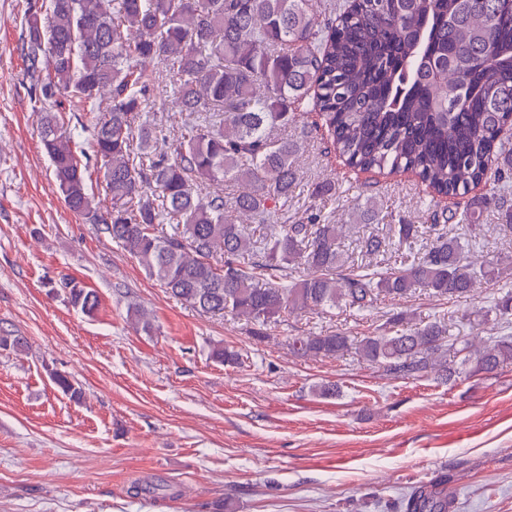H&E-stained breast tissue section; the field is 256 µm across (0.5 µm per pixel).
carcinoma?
Segmentation results:
<instances>
[{
  "label": "carcinoma",
  "instance_id": "cac0c4a2",
  "mask_svg": "<svg viewBox=\"0 0 512 512\" xmlns=\"http://www.w3.org/2000/svg\"><path fill=\"white\" fill-rule=\"evenodd\" d=\"M21 52L43 104L41 138L65 206L138 260L174 299L212 316L266 326L283 313L369 311L420 291L459 300L479 282L512 275V255L474 254L483 198L458 214L470 238L445 224H388L345 247L343 226L320 203L336 184L307 188L306 221L279 224L303 188L297 144L274 137L301 110L324 120L349 166L411 172L429 196L464 197L512 171V0H356L316 25L309 0H48L22 21ZM172 69L174 102L202 120L164 152L146 113L167 92L143 65ZM90 107L94 157L109 204L95 199L78 130L59 98ZM213 191L202 196L198 184ZM233 186L224 200V184ZM171 223V231L164 224ZM401 256L381 268L389 252ZM289 271L273 281V272ZM84 314L96 293L61 283ZM512 316V290L478 313ZM303 356L353 351L395 377L441 380L492 374L512 363V336L478 344L391 314L379 334L342 329L292 339ZM404 512H448V479L420 485Z\"/></svg>",
  "mask_w": 512,
  "mask_h": 512
}]
</instances>
